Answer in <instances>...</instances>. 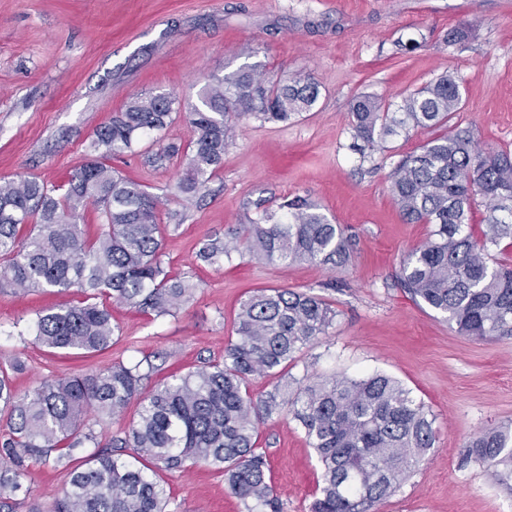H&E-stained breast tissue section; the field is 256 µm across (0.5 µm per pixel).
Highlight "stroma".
Instances as JSON below:
<instances>
[{"label":"stroma","mask_w":512,"mask_h":512,"mask_svg":"<svg viewBox=\"0 0 512 512\" xmlns=\"http://www.w3.org/2000/svg\"><path fill=\"white\" fill-rule=\"evenodd\" d=\"M456 30L464 39L448 41ZM411 40L417 49L402 50ZM246 45L271 75H311L320 86L314 109L285 124L240 120L223 167L195 196L169 195L183 165L148 164L151 139L112 162L165 198L162 260L196 283L190 300L161 318L111 303V347L83 357L50 351L31 330L39 312L81 301L80 292L0 284V368L23 363L13 375L21 394L47 378L143 358L157 381L222 359L250 291H307L331 303L336 319L289 376L383 372L434 419L424 464L377 512H512V491L463 462L473 436L512 423V337L459 335L397 282L403 255L430 227L403 221L387 175L438 131L403 133L362 156L351 148L348 118L355 94L396 103L447 74L466 100L452 125L481 147L512 150V0H0V178L64 184L90 160L95 130L133 95L172 92L194 103L205 79L241 64ZM297 194L343 228L350 247L342 264L198 260L211 240L254 218V202L273 208ZM257 446L282 512H309L322 478L299 423L286 414L264 420ZM67 479L53 462H27L12 512H49ZM159 481L178 512H246L209 466L163 472Z\"/></svg>","instance_id":"1"}]
</instances>
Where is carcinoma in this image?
Here are the masks:
<instances>
[{
    "label": "carcinoma",
    "instance_id": "carcinoma-1",
    "mask_svg": "<svg viewBox=\"0 0 512 512\" xmlns=\"http://www.w3.org/2000/svg\"><path fill=\"white\" fill-rule=\"evenodd\" d=\"M248 61L208 79L187 110L194 128L185 153L187 175L172 193L197 194L224 163L235 136L232 120L252 117L286 122L311 111L320 89L294 74L274 79L256 49ZM165 92L132 97L125 109L100 126L89 143L95 158L69 178L65 190L37 180L0 179V281L16 290L78 288L85 299L49 308L37 316L36 340L50 349L84 354L112 345L116 326L99 298L155 317L173 315L194 286L163 266L158 224L160 197L122 177L104 163L135 152L148 135L162 131L180 111ZM460 86L444 75L407 92L395 111L376 96L358 93L351 102L353 148L373 151L388 138L416 128L445 127L464 108ZM154 162L181 154V145L156 141ZM389 194L403 219L430 224L428 237L404 255L397 282L415 302L443 316L461 336L512 337V268L493 258L489 247L512 246V152L487 150L467 130L432 138L403 156L388 175ZM480 196L485 229L470 230L471 203ZM99 208L103 228L90 237L79 223L88 204ZM251 223L214 239L199 259L218 265L232 252L256 260L336 263L349 252L340 225L304 196L271 211L256 205ZM33 224L22 238L20 229ZM336 311L305 291L257 288L241 301L234 321L236 339L224 359L185 375H170L146 393L155 371L150 360L118 362L91 373L45 379L31 391L15 392L0 375V408L8 410V433L0 435V507L22 489V469L56 453L71 467L75 453L96 443L85 424L89 413L117 417L138 402L137 419L113 447L123 460L94 451L71 467L58 489L52 512H170L160 482L142 468L182 472L203 463L224 475L229 492L247 512H281L267 479L268 461L256 447L257 425L286 411L299 422L322 471V486L311 512H375L411 473L419 470L435 442L434 420L398 380L376 372L360 378L294 381L254 398V377H279L296 354L327 333ZM464 461L512 479V427L487 429L466 445Z\"/></svg>",
    "mask_w": 512,
    "mask_h": 512
}]
</instances>
